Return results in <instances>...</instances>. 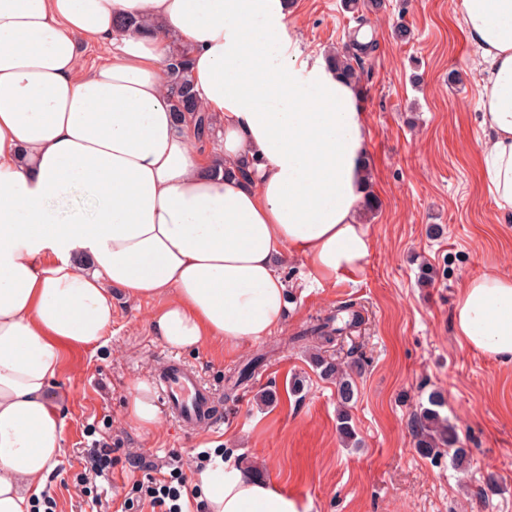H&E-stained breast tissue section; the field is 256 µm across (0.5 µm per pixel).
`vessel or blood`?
Listing matches in <instances>:
<instances>
[{
    "label": "vessel or blood",
    "mask_w": 512,
    "mask_h": 512,
    "mask_svg": "<svg viewBox=\"0 0 512 512\" xmlns=\"http://www.w3.org/2000/svg\"><path fill=\"white\" fill-rule=\"evenodd\" d=\"M155 383L162 393L169 415L187 432L220 424V410L194 369L178 360H167L157 372Z\"/></svg>",
    "instance_id": "obj_1"
}]
</instances>
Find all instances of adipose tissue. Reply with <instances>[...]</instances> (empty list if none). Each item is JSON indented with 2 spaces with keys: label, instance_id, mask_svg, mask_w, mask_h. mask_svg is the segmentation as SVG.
I'll return each instance as SVG.
<instances>
[{
  "label": "adipose tissue",
  "instance_id": "obj_1",
  "mask_svg": "<svg viewBox=\"0 0 512 512\" xmlns=\"http://www.w3.org/2000/svg\"><path fill=\"white\" fill-rule=\"evenodd\" d=\"M480 54L489 139L482 182L512 213V0H458ZM283 0H0V512H31L64 442L51 399L65 349L99 343L112 292L158 300L167 347L235 351L281 329L277 260L316 279L360 272L372 243L365 114L327 62L299 71L280 34ZM137 19L122 29L119 19ZM193 47L200 108L220 124L212 152L176 125L167 35ZM108 54L85 65L80 41ZM255 162L253 181L235 176ZM88 210L62 212L73 193ZM455 334L512 359V277L461 289ZM144 433L159 421L147 383L128 396ZM209 512H301L272 482L225 465L195 476Z\"/></svg>",
  "mask_w": 512,
  "mask_h": 512
}]
</instances>
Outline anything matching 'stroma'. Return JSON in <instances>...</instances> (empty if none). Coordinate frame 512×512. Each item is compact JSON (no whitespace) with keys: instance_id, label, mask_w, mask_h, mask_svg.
<instances>
[{"instance_id":"stroma-1","label":"stroma","mask_w":512,"mask_h":512,"mask_svg":"<svg viewBox=\"0 0 512 512\" xmlns=\"http://www.w3.org/2000/svg\"><path fill=\"white\" fill-rule=\"evenodd\" d=\"M366 16L378 48L365 58L358 88L380 206L362 219L372 241L362 272L319 283L306 258L287 256L279 263L287 288L282 331L232 354L171 350L147 325L155 301L132 303L113 291L104 340L67 351L53 389L65 440L43 492L55 512H91L76 476L82 449L95 440L116 449L108 495L117 500L146 478L129 457L178 454L191 480L194 456L206 447L242 469H263L306 512H512V360L461 344L452 320L466 281L512 277V214L496 210L480 176L479 55L456 0H384ZM283 23L284 38L311 65L343 47L357 26L344 0H289ZM401 28L408 39L397 38ZM425 265L436 271L427 285ZM344 301L356 303L362 321L321 354L352 370L355 447L336 428L335 384L320 377L308 348L288 343ZM171 355L219 398L220 427L189 434L164 413L147 436L127 420L133 384L153 383ZM255 359L261 367L249 385L225 398L228 376ZM297 377L304 388L295 394ZM433 392L468 452L467 468L415 448L414 416Z\"/></svg>"}]
</instances>
